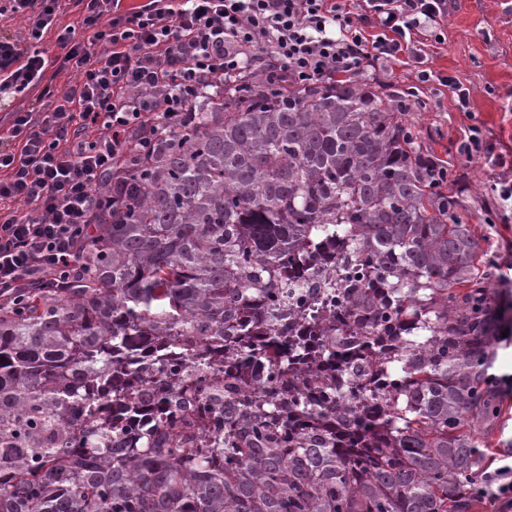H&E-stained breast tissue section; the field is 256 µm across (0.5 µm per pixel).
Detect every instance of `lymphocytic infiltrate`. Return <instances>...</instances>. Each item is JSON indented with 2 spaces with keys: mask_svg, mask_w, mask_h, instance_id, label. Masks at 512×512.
<instances>
[{
  "mask_svg": "<svg viewBox=\"0 0 512 512\" xmlns=\"http://www.w3.org/2000/svg\"><path fill=\"white\" fill-rule=\"evenodd\" d=\"M69 10L79 25L64 23ZM447 13V0H0V18L28 30L0 36V94L42 89L40 109L14 111L0 137V304L84 271L95 217L113 206L103 178L188 125L191 103L236 84L253 55L282 87L354 77L401 52L407 32L442 41ZM51 64L76 78L65 93L44 83Z\"/></svg>",
  "mask_w": 512,
  "mask_h": 512,
  "instance_id": "1",
  "label": "lymphocytic infiltrate"
}]
</instances>
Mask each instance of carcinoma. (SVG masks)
Masks as SVG:
<instances>
[{"instance_id":"cac0c4a2","label":"carcinoma","mask_w":512,"mask_h":512,"mask_svg":"<svg viewBox=\"0 0 512 512\" xmlns=\"http://www.w3.org/2000/svg\"><path fill=\"white\" fill-rule=\"evenodd\" d=\"M404 102L252 77L112 172L88 275L0 310V512H471L500 318ZM329 243L332 316L287 335Z\"/></svg>"}]
</instances>
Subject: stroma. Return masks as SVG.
Segmentation results:
<instances>
[{"instance_id": "35a3bbf8", "label": "stroma", "mask_w": 512, "mask_h": 512, "mask_svg": "<svg viewBox=\"0 0 512 512\" xmlns=\"http://www.w3.org/2000/svg\"><path fill=\"white\" fill-rule=\"evenodd\" d=\"M442 32L443 41L425 40L420 57L379 61L364 78L390 92L408 88L420 71L431 72V81L419 84L421 102L409 119L428 155L451 170L459 219L470 226L487 260L512 244V202L501 201L492 189L498 170L468 160L459 147L467 128L478 124L494 152L512 163V0H448ZM455 82L470 90L468 111L454 102ZM496 396L498 419L477 428L489 472L512 450V385L497 388Z\"/></svg>"}]
</instances>
